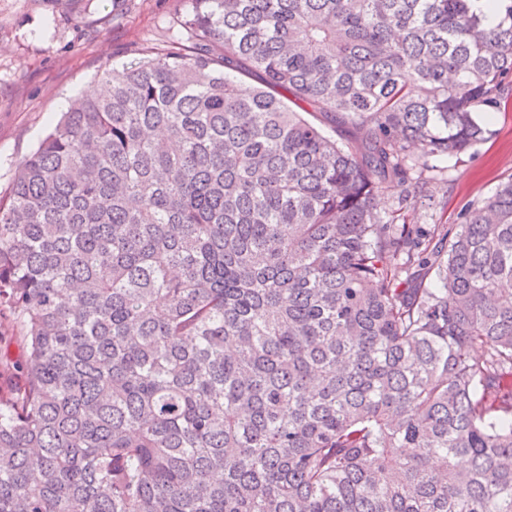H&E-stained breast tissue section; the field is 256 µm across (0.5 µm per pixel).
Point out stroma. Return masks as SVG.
<instances>
[{
	"label": "stroma",
	"mask_w": 512,
	"mask_h": 512,
	"mask_svg": "<svg viewBox=\"0 0 512 512\" xmlns=\"http://www.w3.org/2000/svg\"><path fill=\"white\" fill-rule=\"evenodd\" d=\"M183 7L182 0H0V191L14 162L36 149L104 69L176 42ZM499 99L486 140L423 171L426 192L405 211L406 223L455 231L466 208L512 178V74Z\"/></svg>",
	"instance_id": "obj_1"
}]
</instances>
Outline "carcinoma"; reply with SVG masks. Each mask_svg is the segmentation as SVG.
I'll use <instances>...</instances> for the list:
<instances>
[{
    "label": "carcinoma",
    "instance_id": "cac0c4a2",
    "mask_svg": "<svg viewBox=\"0 0 512 512\" xmlns=\"http://www.w3.org/2000/svg\"><path fill=\"white\" fill-rule=\"evenodd\" d=\"M186 2L0 191V512H512V180L377 202L485 139L512 0Z\"/></svg>",
    "mask_w": 512,
    "mask_h": 512
}]
</instances>
